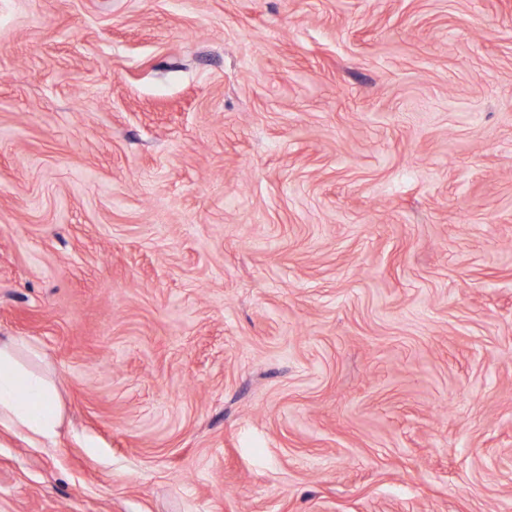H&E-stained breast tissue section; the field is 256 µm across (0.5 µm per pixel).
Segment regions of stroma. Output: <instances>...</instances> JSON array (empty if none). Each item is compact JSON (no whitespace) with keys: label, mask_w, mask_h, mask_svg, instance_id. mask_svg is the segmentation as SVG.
I'll list each match as a JSON object with an SVG mask.
<instances>
[{"label":"stroma","mask_w":512,"mask_h":512,"mask_svg":"<svg viewBox=\"0 0 512 512\" xmlns=\"http://www.w3.org/2000/svg\"><path fill=\"white\" fill-rule=\"evenodd\" d=\"M512 0H0V512H512ZM23 355L30 361L38 358L22 339L0 340V426L25 440L51 438L60 424L53 383L28 367Z\"/></svg>","instance_id":"obj_1"}]
</instances>
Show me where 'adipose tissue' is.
Wrapping results in <instances>:
<instances>
[{
  "mask_svg": "<svg viewBox=\"0 0 512 512\" xmlns=\"http://www.w3.org/2000/svg\"><path fill=\"white\" fill-rule=\"evenodd\" d=\"M36 357L24 340H0V426L32 441L53 437L60 424L51 380L29 366Z\"/></svg>",
  "mask_w": 512,
  "mask_h": 512,
  "instance_id": "obj_1",
  "label": "adipose tissue"
}]
</instances>
